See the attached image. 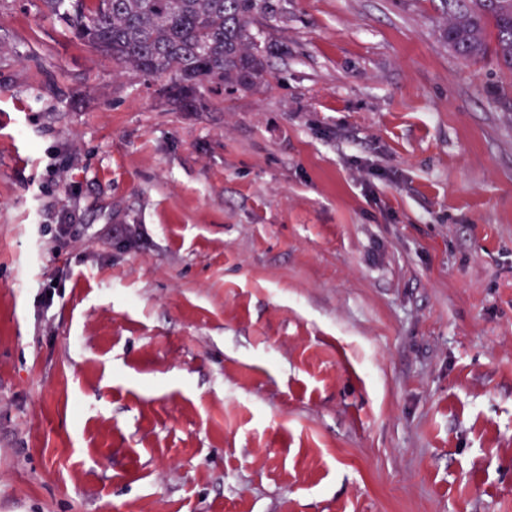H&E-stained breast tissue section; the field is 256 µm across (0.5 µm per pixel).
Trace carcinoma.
I'll use <instances>...</instances> for the list:
<instances>
[{"instance_id": "cac0c4a2", "label": "carcinoma", "mask_w": 512, "mask_h": 512, "mask_svg": "<svg viewBox=\"0 0 512 512\" xmlns=\"http://www.w3.org/2000/svg\"><path fill=\"white\" fill-rule=\"evenodd\" d=\"M74 38L124 69L162 82L181 112L207 107L203 90H250L270 81L261 46L275 0H41ZM442 31L462 60L493 56L512 76V0H444Z\"/></svg>"}]
</instances>
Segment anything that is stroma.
<instances>
[{"instance_id": "1", "label": "stroma", "mask_w": 512, "mask_h": 512, "mask_svg": "<svg viewBox=\"0 0 512 512\" xmlns=\"http://www.w3.org/2000/svg\"><path fill=\"white\" fill-rule=\"evenodd\" d=\"M40 7L0 0V512H512V89L441 0H282L206 112Z\"/></svg>"}]
</instances>
